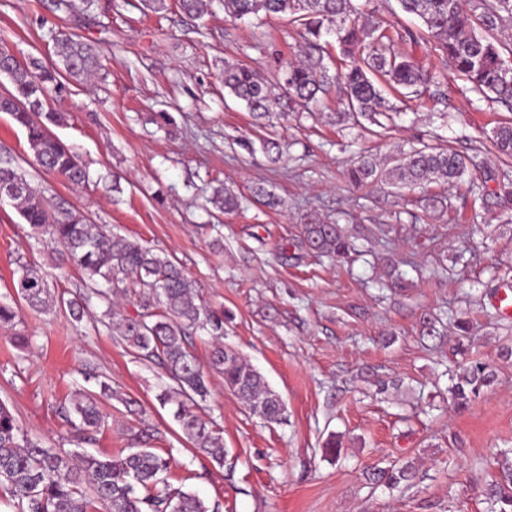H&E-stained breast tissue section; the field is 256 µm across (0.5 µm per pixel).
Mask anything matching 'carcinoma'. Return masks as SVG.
Instances as JSON below:
<instances>
[{
  "label": "carcinoma",
  "mask_w": 512,
  "mask_h": 512,
  "mask_svg": "<svg viewBox=\"0 0 512 512\" xmlns=\"http://www.w3.org/2000/svg\"><path fill=\"white\" fill-rule=\"evenodd\" d=\"M399 9L418 19L424 32L436 42L450 70L470 85V91L495 102L512 106V42L499 34L512 26V0H397ZM224 13L242 21L259 13L285 15L299 26L303 54L298 61L283 65L277 83L271 84L244 64H225L224 90L241 100L258 120L275 114L297 112L322 97L336 95L344 105L336 122H359L363 118L384 127L379 117L395 111L384 96L385 88L419 96L428 91L434 77L425 72L403 49L418 41L408 28L390 23L362 20L355 0H222ZM348 59L347 67L332 74L324 63L325 35ZM101 66L100 51L79 36L58 40L57 61L45 65L37 59L13 62L3 75L13 90L0 97V112L11 116L26 134L36 163L47 173L80 186L88 173L71 146L53 134L52 125L62 121L60 113L47 107L52 93L65 89V81L79 80ZM36 108H31V105ZM488 140L500 161H512V122L491 129ZM479 167L476 156L461 154L451 147H413L393 165L382 168L371 156H363L347 171L349 184L360 186L385 181L403 191L427 183L455 186ZM17 187L12 201L24 223L54 244L53 254L62 264H71L95 283L101 278L112 287L139 288L136 311L118 318L116 327L126 346L139 358L156 362L173 385L162 391L161 404L174 402V418L192 447L224 464L223 430L194 410L209 395V377H224V385L250 409L269 422L285 419L286 407L263 376L233 350L224 346V312L197 302L196 284L171 259L136 240H116L102 224L82 211L62 204L50 205L31 187L11 155L0 157V189ZM224 212L241 207L240 195L220 186L209 199ZM303 244L322 256L345 258L356 252L354 243L339 225L314 219L304 225ZM28 278H16L14 291L31 309H45L55 302L47 279L37 268L22 267ZM108 298L99 288H90L78 299L61 301L70 314L83 317L92 297ZM16 304L0 302V328L12 329L19 321ZM206 331L212 340L207 362L193 351L192 335ZM451 378L449 391L464 404L493 381L489 365L462 361ZM79 442L98 431L103 415L94 394L77 390L61 408ZM154 433L141 432L139 450L127 455L101 458L72 455L45 448L25 436L8 406L0 403V493L14 502L18 512H87L100 503L106 512H219L196 494L160 488L170 460L151 450ZM416 478L410 464L394 465L370 473L375 484L396 487ZM487 512H512V470L505 467L482 491Z\"/></svg>",
  "instance_id": "carcinoma-1"
}]
</instances>
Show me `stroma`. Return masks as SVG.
<instances>
[{"label": "stroma", "instance_id": "35a3bbf8", "mask_svg": "<svg viewBox=\"0 0 512 512\" xmlns=\"http://www.w3.org/2000/svg\"><path fill=\"white\" fill-rule=\"evenodd\" d=\"M79 34L104 52L88 82L67 83L49 106L64 116L53 132L84 163L89 181L73 187L36 164L24 131L0 112V147L49 200L77 207L112 235L137 240L176 260L198 284L199 301L224 309V343L246 358L281 395L284 421L254 414L212 375L203 412L224 431V461L213 462L183 437L168 380L138 359L116 334L108 302L92 300L82 320L66 307L22 310L16 347L0 330V401L28 437L47 448H75L60 406L75 390L97 391L96 367L114 397L102 399L104 424L86 450L115 456L132 447L141 425L155 428L156 452L169 457L171 487L197 493L220 512H486L481 490L512 459V317L494 305L512 287V219L468 180L443 192L447 207L423 211L421 190L386 183L350 186L343 171L363 153L382 159L425 142L478 154L512 175L487 139L512 110L476 101L445 66L432 38L412 52L436 74L441 98L394 96L397 112L383 135L338 126L334 97L272 125L257 124L224 90L225 62L274 80L299 43L284 18L231 21L219 0L196 18L176 0L158 11L142 0H92L73 11L64 0H0V48L19 60L55 61L57 38ZM169 121H162L161 113ZM275 139L280 160L259 148ZM244 194L240 212L213 209V188ZM260 184L281 201L248 199ZM335 222L358 253L343 262L310 252L301 241L312 218ZM45 272L54 296L79 297L81 271L59 269L47 237L0 201V300L13 295L19 265ZM442 320L440 334H419L422 312ZM471 324L469 356L496 373L466 407L453 399L446 373L454 359L456 318ZM391 380L377 393L376 379ZM141 414H129L124 398ZM336 436L338 457L324 443ZM412 462L415 486L369 483L375 466Z\"/></svg>", "mask_w": 512, "mask_h": 512}]
</instances>
